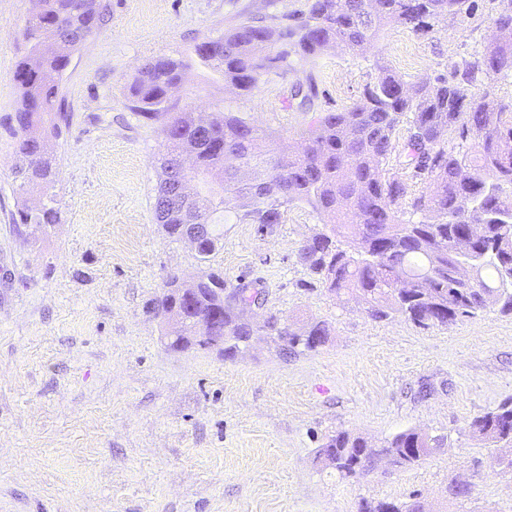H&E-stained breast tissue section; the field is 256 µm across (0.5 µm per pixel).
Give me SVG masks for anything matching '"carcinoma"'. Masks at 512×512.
Returning <instances> with one entry per match:
<instances>
[{"label": "carcinoma", "instance_id": "1", "mask_svg": "<svg viewBox=\"0 0 512 512\" xmlns=\"http://www.w3.org/2000/svg\"><path fill=\"white\" fill-rule=\"evenodd\" d=\"M469 0H312L295 23L268 26L245 21L201 41L193 53L201 64L239 91L252 90L260 75L283 68L292 54L315 56L330 47L359 52L386 26L425 34L433 23L469 10ZM106 0H37L21 36L28 56L13 73L19 103L12 121L17 136L20 191L37 189L47 198L38 210L22 208L16 227L37 238L58 221L52 194L56 158L50 141L66 122L60 81L80 42L75 35L102 26ZM498 32L481 54L462 62L452 78L437 76L409 84L386 65L377 66L374 82L343 112H328L300 148L290 150L232 112L208 119L209 136L200 135L203 118L178 112L163 128L162 178L154 201L156 223L176 239L188 224H213L232 215L245 224H279L288 207L305 203L328 230L307 239L300 256L311 274L338 298L364 307L374 320L399 314L428 328L450 325L497 306L512 313V109L471 88L512 72V0H500L493 18ZM37 54V69L30 55ZM181 59L160 58L145 65L128 86L131 109L148 120L167 110L169 88L184 78ZM411 115L403 142L395 131ZM195 151L193 175L182 187L189 205L166 198L167 166L172 154ZM407 159L412 176L426 186L416 194L404 179L385 177L383 165L393 154ZM421 213L418 222L400 219ZM195 288L192 310L172 349L210 347L197 320L220 314L212 335L223 340L224 354L235 355L258 329L244 316L242 304L218 302L224 278L186 282L169 277L153 302L154 313L174 302L173 289ZM265 332L288 338L289 349L315 351L329 329L312 322L295 331L271 316ZM471 437L497 450L496 461L512 471V400L475 416ZM446 439L407 429L374 448L360 437L339 431L318 450V458L346 477L372 469L383 456L398 468L425 460ZM448 497L463 501L472 484L455 480ZM360 512H424L412 503H365Z\"/></svg>", "mask_w": 512, "mask_h": 512}]
</instances>
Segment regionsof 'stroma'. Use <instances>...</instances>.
<instances>
[{
	"instance_id": "obj_1",
	"label": "stroma",
	"mask_w": 512,
	"mask_h": 512,
	"mask_svg": "<svg viewBox=\"0 0 512 512\" xmlns=\"http://www.w3.org/2000/svg\"><path fill=\"white\" fill-rule=\"evenodd\" d=\"M110 17L78 47L61 81L68 126L53 142L60 221L40 240L12 217L32 205L15 178L12 80L17 32L32 0H0V512H358L378 500L425 512H512V472L472 439L471 419L512 398V315L490 307L449 326L370 318L331 295L299 256L324 231L308 205L282 223H222L208 262L156 224L163 118L130 108L127 87L160 57L183 60L170 112L233 111L295 147L316 118L341 112L378 65L416 83L482 51L499 0L417 36L382 31L359 52L291 56L237 95L192 55L243 21L301 16L308 0H107ZM215 272L224 294L261 295L248 309L300 328L325 322L314 352L253 337L234 357L174 351L149 306L169 275ZM422 428L445 447L410 469L375 464L345 477L317 460L339 431L380 447ZM473 484L450 502L451 478Z\"/></svg>"
}]
</instances>
